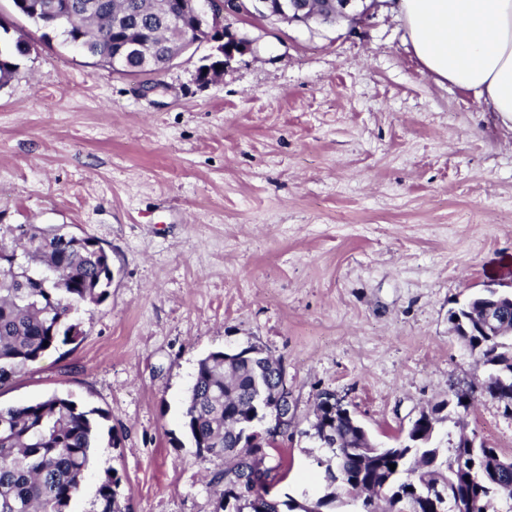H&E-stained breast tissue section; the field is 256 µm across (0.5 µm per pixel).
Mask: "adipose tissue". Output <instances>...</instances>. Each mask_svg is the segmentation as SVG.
<instances>
[{"label": "adipose tissue", "instance_id": "obj_1", "mask_svg": "<svg viewBox=\"0 0 512 512\" xmlns=\"http://www.w3.org/2000/svg\"><path fill=\"white\" fill-rule=\"evenodd\" d=\"M423 70L512 121V0H396Z\"/></svg>", "mask_w": 512, "mask_h": 512}]
</instances>
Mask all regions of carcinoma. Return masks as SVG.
<instances>
[{"mask_svg": "<svg viewBox=\"0 0 512 512\" xmlns=\"http://www.w3.org/2000/svg\"><path fill=\"white\" fill-rule=\"evenodd\" d=\"M15 10L66 45L82 50L116 72L143 69L138 55H114L127 41L147 40L158 24V0H12ZM118 14L126 26L112 30ZM156 63L177 50L174 35L149 41ZM33 45L15 41L0 50V82L18 72V59ZM109 256L87 239L47 232L33 224H0V389L46 352L81 336L78 313L107 296ZM471 349H488L500 364L512 366L511 336H464ZM265 372L238 362L224 369V351L197 364L184 412V428L203 461L219 459L224 469L210 485L214 512H280V499L257 493L241 502L233 485L265 463L266 452L246 448L230 425L250 420L257 387L278 388L282 365L262 358ZM98 410H84L68 396L52 394L19 405L0 404V512H69L81 491L99 437ZM331 428L342 448L329 450L338 482L313 500L318 512H434L425 487L461 499L464 512H487L491 495L512 500V458L481 443L467 447L462 438L442 439L424 430V440H408L366 455L361 436L340 417ZM395 469H390V465ZM122 476L112 470L101 479L93 512H123Z\"/></svg>", "mask_w": 512, "mask_h": 512, "instance_id": "carcinoma-1", "label": "carcinoma"}]
</instances>
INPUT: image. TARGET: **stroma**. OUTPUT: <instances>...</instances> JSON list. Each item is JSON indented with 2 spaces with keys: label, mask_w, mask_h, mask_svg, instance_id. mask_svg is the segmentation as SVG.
I'll return each instance as SVG.
<instances>
[{
  "label": "stroma",
  "mask_w": 512,
  "mask_h": 512,
  "mask_svg": "<svg viewBox=\"0 0 512 512\" xmlns=\"http://www.w3.org/2000/svg\"><path fill=\"white\" fill-rule=\"evenodd\" d=\"M0 19L1 40L35 44L0 86V224L89 237L112 258L78 342L0 389L5 404L58 393L106 413L71 512H91L112 469L125 512H214L224 463L196 457L183 413L215 350L259 344L282 360L299 424L329 390L385 444L483 378L448 312L490 282L512 291V124L423 74L397 15L232 21L255 49L208 83L211 42L135 76L43 39L12 0ZM461 428L512 457L498 401L476 394L447 424ZM324 454L296 434L265 463L315 498Z\"/></svg>",
  "instance_id": "35a3bbf8"
}]
</instances>
